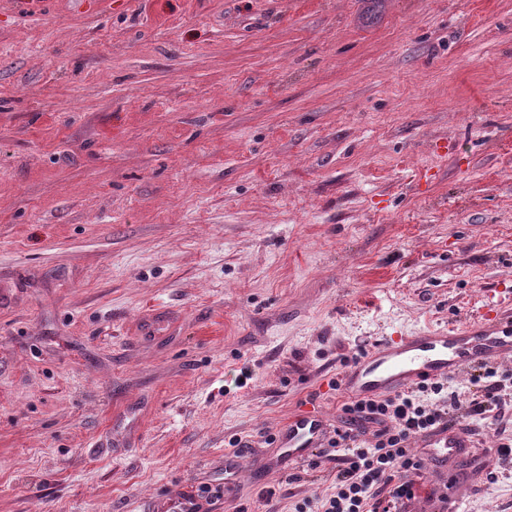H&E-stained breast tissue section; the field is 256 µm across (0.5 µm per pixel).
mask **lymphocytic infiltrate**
Returning a JSON list of instances; mask_svg holds the SVG:
<instances>
[{
	"mask_svg": "<svg viewBox=\"0 0 512 512\" xmlns=\"http://www.w3.org/2000/svg\"><path fill=\"white\" fill-rule=\"evenodd\" d=\"M444 389L437 380L345 403L343 425L328 441L337 452L336 490L321 499L319 512H406L419 490L415 477L426 468L425 457L408 442L447 423L453 401ZM367 424L377 431L375 443L365 446L357 437Z\"/></svg>",
	"mask_w": 512,
	"mask_h": 512,
	"instance_id": "lymphocytic-infiltrate-1",
	"label": "lymphocytic infiltrate"
}]
</instances>
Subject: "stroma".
<instances>
[{"instance_id": "obj_1", "label": "stroma", "mask_w": 512, "mask_h": 512, "mask_svg": "<svg viewBox=\"0 0 512 512\" xmlns=\"http://www.w3.org/2000/svg\"><path fill=\"white\" fill-rule=\"evenodd\" d=\"M0 512H316L387 336L512 317V0H0ZM505 413L409 512H512ZM237 482L224 484V457ZM326 425L316 412H299L278 434L280 462L288 466L307 463L314 453L323 448Z\"/></svg>"}]
</instances>
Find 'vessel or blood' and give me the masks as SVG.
Segmentation results:
<instances>
[{"label":"vessel or blood","instance_id":"obj_1","mask_svg":"<svg viewBox=\"0 0 512 512\" xmlns=\"http://www.w3.org/2000/svg\"><path fill=\"white\" fill-rule=\"evenodd\" d=\"M512 354V324H477L465 333L441 331L383 340L342 376L349 395L374 397L402 391L425 380L447 378L468 367L494 363ZM326 425L314 412L295 414L278 434L283 466L307 463L322 448ZM472 443L458 425L442 426L422 439L420 453L447 461L469 454Z\"/></svg>","mask_w":512,"mask_h":512}]
</instances>
